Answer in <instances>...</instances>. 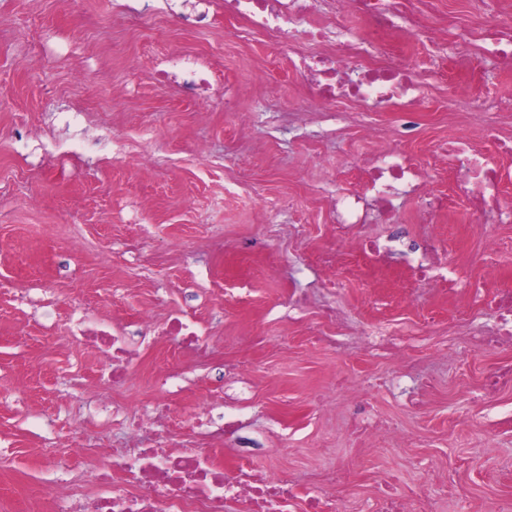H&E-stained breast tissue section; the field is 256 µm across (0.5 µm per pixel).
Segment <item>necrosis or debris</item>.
<instances>
[{
  "label": "necrosis or debris",
  "mask_w": 512,
  "mask_h": 512,
  "mask_svg": "<svg viewBox=\"0 0 512 512\" xmlns=\"http://www.w3.org/2000/svg\"><path fill=\"white\" fill-rule=\"evenodd\" d=\"M336 2L334 21L317 24L312 20L313 0H224L225 11L288 46L327 44V51L298 58L305 93L290 109V116L331 109L342 99L368 112L423 111L421 87L408 75L405 64L373 59L379 48H390L401 39L423 38L432 45L447 46L462 75L453 95L464 101L470 113L475 106L463 77L476 70L475 51L512 68V20L505 17L504 0H468L470 20L452 16L447 25L434 29L424 28L417 7L433 6L435 0ZM157 79L202 92L216 82L208 66L190 57L165 61ZM479 132L475 139L451 137L438 145V154L450 158L459 173L444 195L421 181L416 159L405 151L388 147L358 158L363 188L336 193L327 203L337 232L345 233L358 224L395 223L399 200L411 193L421 199L424 224L435 223L454 199L462 202L475 223L512 222V213L501 204L506 180L501 162L512 159V131H503L490 118ZM410 254L416 280L430 287L457 288V278L435 241H424ZM472 302L483 306L494 321L493 331L481 337V344L512 342V288H499L490 298L473 294ZM69 330L71 335L91 338L98 352L111 361L113 383L130 381L136 358L123 330L105 321L89 324L80 311L72 314ZM159 334L197 358L211 354L208 337L183 315L170 316ZM112 419L129 438V447L114 450L110 459L97 465L93 489L78 502L61 492L60 480L50 479L45 495L53 503V512H289L296 504L302 512H337L332 492L301 499L286 473L247 471L217 459L213 445L234 439L238 422L203 411L197 427L212 445L196 450L179 443L158 444L148 436L149 420L144 416L116 408Z\"/></svg>",
  "instance_id": "1"
}]
</instances>
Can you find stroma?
Returning a JSON list of instances; mask_svg holds the SVG:
<instances>
[{
	"mask_svg": "<svg viewBox=\"0 0 512 512\" xmlns=\"http://www.w3.org/2000/svg\"><path fill=\"white\" fill-rule=\"evenodd\" d=\"M178 51L211 59L227 89L159 84L156 62ZM407 64L427 106L407 150L440 185L433 141L473 136L479 119L448 113L447 54L414 45ZM303 91L292 55L225 16L222 0H0V512H43L51 470L70 474L72 492L89 490L91 459L125 443L98 403L147 410L163 395L154 373L172 358L185 368L154 421L160 439L205 447L194 418L216 396L255 446L247 455L225 443L227 462L286 471L303 495L344 464L341 512H376L386 484L422 491L435 512H492L512 496V389L481 390L512 342L475 346L491 321L483 309L369 274L355 241L388 239L391 225H358L342 246L329 222L325 195L358 188L349 164L374 148L361 124L394 143L397 113L316 112L293 127L283 104ZM420 208L403 206L408 242L437 236L473 282L484 242L499 241L512 285V223L470 230L461 211L421 224ZM76 309L133 335L143 312L158 324L180 313L219 347L200 366L158 342L115 389L98 351L68 334ZM376 327L394 331L411 366L361 343ZM352 380L370 386L374 416L398 436L352 451L339 387Z\"/></svg>",
	"mask_w": 512,
	"mask_h": 512,
	"instance_id": "obj_1",
	"label": "stroma"
}]
</instances>
